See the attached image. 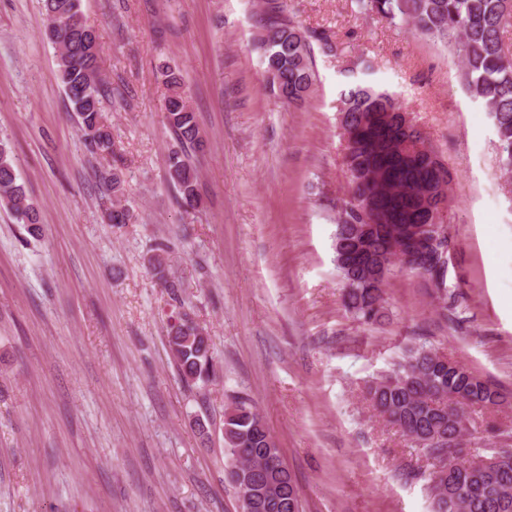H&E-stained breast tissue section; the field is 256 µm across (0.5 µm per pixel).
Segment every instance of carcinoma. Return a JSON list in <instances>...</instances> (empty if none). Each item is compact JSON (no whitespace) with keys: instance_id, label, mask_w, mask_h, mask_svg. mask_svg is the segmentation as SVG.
Returning <instances> with one entry per match:
<instances>
[{"instance_id":"carcinoma-1","label":"carcinoma","mask_w":512,"mask_h":512,"mask_svg":"<svg viewBox=\"0 0 512 512\" xmlns=\"http://www.w3.org/2000/svg\"><path fill=\"white\" fill-rule=\"evenodd\" d=\"M361 15H377L395 26L406 27L449 50L460 65L461 81L471 98L480 102L492 120L497 137L498 162L512 174V53L505 50L503 33L512 18V0H351ZM45 31L54 33L49 42L59 50L57 77L68 99L81 137L92 153H113L112 130L103 115L106 82L101 78L99 55L86 53L87 31L92 29L81 0H43ZM267 19L260 25L257 48L262 52L271 90L288 105L308 100L315 82L313 43L323 54L334 56L336 42L324 33L302 28L281 17L277 3H267ZM166 121L181 149L168 156V175L184 206L195 208L197 173L186 160V149L203 148L194 112L178 107L187 93L182 79L165 71ZM395 94L362 82H352L340 96V129L362 127L365 132L354 144L344 145L343 163L352 189L338 200L336 212L361 222L357 211L368 207L375 220L368 234L358 233L347 222L336 225V269L345 282L344 303L349 312L366 321L381 317L385 285L391 273L390 257L399 244L400 225L423 224L420 194L429 176L430 155L436 151L423 132L407 139L394 130L391 120L375 112H401ZM106 191L117 199L124 195L125 176L114 167L100 174ZM0 207L31 234L39 231V212L26 199L18 183L13 159L0 144ZM112 224H129L131 210L118 203L105 212ZM448 226L438 224L426 231L437 247L422 255H409L406 267L439 279L446 260L443 245ZM181 379L205 386L216 378L213 358L192 343H183L174 354ZM362 395L368 406L391 426L399 429L432 460L421 474L432 500L433 512H512V471L495 470L481 463L504 451L509 444L489 446L484 453L470 454L477 444L471 411L498 410L503 393L463 363L441 362L435 351L424 346L408 350L388 373L367 383ZM268 425L252 398L244 393L232 397L224 410V451L231 457L230 477L245 470L250 457L266 447L261 430ZM454 462L452 480L438 479L447 461ZM289 470L273 475L256 488L261 500H299Z\"/></svg>"}]
</instances>
